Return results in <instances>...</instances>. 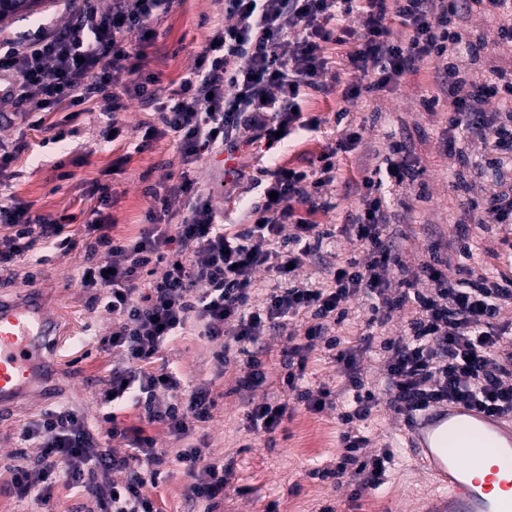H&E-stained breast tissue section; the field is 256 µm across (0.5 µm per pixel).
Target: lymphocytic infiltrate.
<instances>
[{
    "mask_svg": "<svg viewBox=\"0 0 512 512\" xmlns=\"http://www.w3.org/2000/svg\"><path fill=\"white\" fill-rule=\"evenodd\" d=\"M173 0H112L103 13L93 0H82L74 20L63 29H37L23 40L0 36V115L17 117L36 129L48 114L102 96L111 103L102 137L122 128L119 114L128 98L157 101V120L148 124L137 145L174 135L182 171L164 190H149L146 225L135 237H114L102 212L112 197L108 185H96L99 202L81 234L92 237V250L103 262L79 269L81 287L112 316V334L104 347L120 353L112 368V409L103 437H95L72 410H49L25 430L40 454L33 467H17L12 489L17 496L46 503L58 477L91 490L100 512H156L147 485L156 483L163 459L144 430L123 426L126 405L143 408L148 422L166 427L177 440L191 437L210 417L207 392L194 391L182 401L170 399L181 386L161 351L178 333L197 326L200 335L221 342L215 357L229 362L232 352L257 344L265 328L301 321L304 333L287 349L288 371L282 387L312 413L335 410L344 429L337 478L346 479L354 497L377 491L387 480L394 451H371L361 427L379 404L357 356L393 312L407 310V335L387 342L386 383L397 414L411 419L431 405L466 402L492 414H512V357L499 361L497 348L512 324L499 315L512 303V253L505 269H491L489 284L449 279L448 263L426 265V292L404 288L389 296L387 277L390 203L387 189L402 185L420 161L405 146L391 145L388 156L349 187L358 198L353 223L342 233L366 254V261L345 255L329 268L323 284L304 277L308 258L327 247L333 231L313 217L327 210L328 186L338 179V159L362 141L348 127L334 149L315 156L309 169L281 165L265 168L262 203L252 205L242 224H219L211 196L193 173L203 156L226 154L224 190L233 192L244 175V152L273 148L276 132L291 136L316 131L326 120L298 112L306 91H327L325 45H350L349 67L362 80L347 84L345 103L362 92L393 93L408 75L438 58L448 73L435 84L430 104L446 101V141L480 142L483 159L512 162V68L493 66L488 81L468 82L452 59L460 50L456 24L473 13L501 18L497 42L512 45V0H224L229 23L212 32L211 43L171 97L163 99L152 74L144 70L141 49L150 25ZM358 19L359 28L348 26ZM402 35H395V28ZM185 212L175 216L173 199ZM470 221L487 226L512 224V190L472 200ZM0 270L29 256L35 245L68 252L77 234L66 220L37 224L28 205L0 204ZM267 272L264 289L256 275ZM365 300L371 316L350 336L337 328L348 318L349 304ZM333 351L342 380L335 388L311 389L308 364L314 352ZM126 442L128 452L108 453L101 439ZM177 461L191 477L189 492L214 507L227 480L222 461L189 447ZM127 472L111 480L113 470Z\"/></svg>",
    "mask_w": 512,
    "mask_h": 512,
    "instance_id": "lymphocytic-infiltrate-1",
    "label": "lymphocytic infiltrate"
}]
</instances>
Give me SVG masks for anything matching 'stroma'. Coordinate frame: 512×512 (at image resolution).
I'll return each instance as SVG.
<instances>
[{
    "label": "stroma",
    "mask_w": 512,
    "mask_h": 512,
    "mask_svg": "<svg viewBox=\"0 0 512 512\" xmlns=\"http://www.w3.org/2000/svg\"><path fill=\"white\" fill-rule=\"evenodd\" d=\"M71 17L70 0H51L36 14L0 26V33L20 37L47 22L63 26ZM224 23V0H174L159 14L152 25L155 36L142 50L145 70L157 76L163 95L178 89L212 32ZM497 27L496 19L480 14L467 23V50L460 67L471 82L478 84L489 78L491 60L512 63V48L495 42ZM436 68V63L424 64L418 73L407 76L396 92L366 94L349 107L341 101L343 86L358 80L359 75L348 68L340 70V82L330 94L312 91L301 102L303 112L325 116L326 125L320 131L278 143L265 157L286 167H301L313 155L335 147L347 125L359 127L362 142L352 155L341 157L339 178L327 194L331 207L315 217L316 223L340 226L351 222L358 207L356 197L346 191V181L373 166L390 142L402 141L412 149L424 165L423 173L390 192L392 211L403 214L405 224L413 229L400 244L401 267L391 271L395 289L405 280L416 290L427 288L421 266L432 260V241L452 246L464 241L469 245L468 258L452 255L448 269L452 278L457 275V264L481 269L506 251L502 242L505 228L481 229L462 222L461 215L470 198L489 194L498 184L512 183V166L502 165L497 175L478 171L473 162L481 152L479 143L448 145L442 141L440 131L448 119L447 106L430 109L422 103L423 95L435 88ZM107 108V101L101 98L84 103L82 114L69 125L70 135L61 143L52 140L55 115H48L47 126L38 130L0 121V138L23 145L10 165L14 177L7 195L29 205L31 215L45 221L71 216L80 225L97 204L91 194L93 185L108 184L112 199L103 214L112 234H137L151 203L148 188L178 178L180 155L170 136L158 139L145 151H136L142 125L154 120L156 108L155 103L136 98L128 100L121 114L120 139L102 142L99 132ZM59 160L65 162L71 179L58 180L54 164ZM195 176L201 185L213 188L212 205L224 223L245 222L248 206L261 199V189L248 180L242 181L232 198L224 197L219 189L224 177L223 156L203 157ZM90 259L99 263L103 257L90 255L81 244L66 253H51L47 262L30 258L11 270L0 271V297L11 299L35 289L62 331L53 365L33 373L24 399L13 410L0 414V512H36L38 508L33 500L18 499L9 488L11 466L31 465L40 453L36 443L22 439L27 423L49 409H72L84 416L90 430L96 432L104 426L103 415L108 410L104 394L110 386L112 366L120 357L101 344L102 337L112 332L111 314L77 280L78 269ZM300 331L299 325L292 324L280 334L264 332L260 358L270 382L250 393L236 386V378L246 366V355L234 354L230 366H223L213 356L219 342L197 335L194 328H187L163 349V357L181 374L185 389L208 390L214 407L209 421L186 443L170 437L163 425L148 423L140 408L130 406L121 414L124 426L142 427L153 435L155 448L165 461L157 485L149 489L157 512L205 510L204 504L190 500V479L177 463L188 444L202 448L230 470L218 512H317L323 505L333 507L334 512H426L435 502L439 490L419 468L413 449L405 442L403 423L388 403H380L374 410L368 430L375 446L392 443L395 465L382 488L358 500L347 482L314 475L315 470L336 466L343 427L335 412L317 415L296 403L290 418L274 433L248 432L244 417L247 402L280 396L282 351L289 345V334Z\"/></svg>",
    "instance_id": "obj_1"
}]
</instances>
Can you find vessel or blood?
I'll use <instances>...</instances> for the list:
<instances>
[{"mask_svg":"<svg viewBox=\"0 0 512 512\" xmlns=\"http://www.w3.org/2000/svg\"><path fill=\"white\" fill-rule=\"evenodd\" d=\"M55 321L35 291L0 298V408L14 405L32 371L50 365ZM408 440L441 489L444 512H512V424L465 404L413 419Z\"/></svg>","mask_w":512,"mask_h":512,"instance_id":"1","label":"vessel or blood"}]
</instances>
